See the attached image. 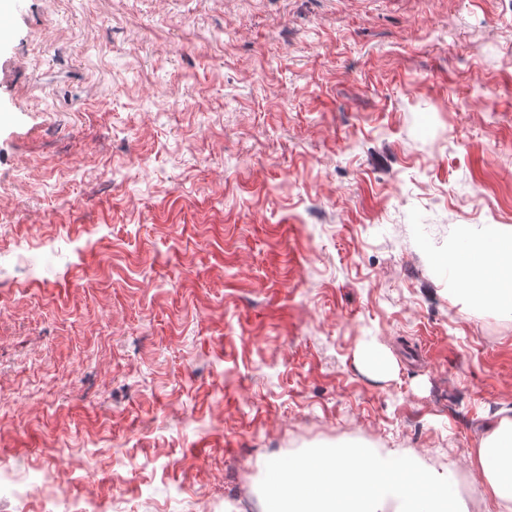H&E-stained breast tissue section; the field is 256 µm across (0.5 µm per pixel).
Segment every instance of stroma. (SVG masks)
Listing matches in <instances>:
<instances>
[{
    "instance_id": "stroma-1",
    "label": "stroma",
    "mask_w": 512,
    "mask_h": 512,
    "mask_svg": "<svg viewBox=\"0 0 512 512\" xmlns=\"http://www.w3.org/2000/svg\"><path fill=\"white\" fill-rule=\"evenodd\" d=\"M0 0V466L235 512L358 442L468 478L512 313V0ZM376 348L392 369L357 359ZM471 260L459 261L466 277L477 281L485 301L499 309L512 310V235L511 229L494 237L469 239Z\"/></svg>"
}]
</instances>
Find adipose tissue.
I'll use <instances>...</instances> for the list:
<instances>
[{"label": "adipose tissue", "mask_w": 512, "mask_h": 512, "mask_svg": "<svg viewBox=\"0 0 512 512\" xmlns=\"http://www.w3.org/2000/svg\"><path fill=\"white\" fill-rule=\"evenodd\" d=\"M467 260L460 269L477 281L485 301L499 309L512 310V232L469 240ZM471 464L481 474L486 491L503 504L512 503V417H500L489 425Z\"/></svg>", "instance_id": "adipose-tissue-1"}]
</instances>
